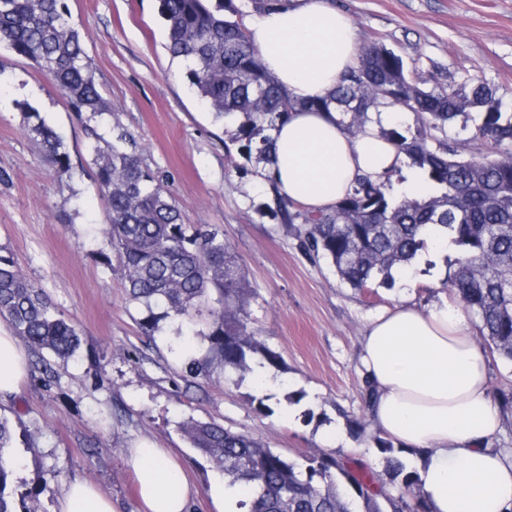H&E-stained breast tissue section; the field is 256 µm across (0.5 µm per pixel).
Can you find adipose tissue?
Masks as SVG:
<instances>
[{"instance_id":"ef3b65f1","label":"adipose tissue","mask_w":512,"mask_h":512,"mask_svg":"<svg viewBox=\"0 0 512 512\" xmlns=\"http://www.w3.org/2000/svg\"><path fill=\"white\" fill-rule=\"evenodd\" d=\"M246 27L266 69L299 101L335 89L357 62L356 29L334 0H285ZM400 119L389 109L371 112L353 136L339 112H291L271 133L261 174L307 210L331 211L358 177L380 183L403 167L404 154L381 135ZM359 359L374 392L373 427L413 454L432 512H512V453L493 446L501 409L462 306L401 300L370 320ZM27 374L16 336L0 324V396L18 393ZM129 464L145 512H188L194 490L164 449L138 445Z\"/></svg>"}]
</instances>
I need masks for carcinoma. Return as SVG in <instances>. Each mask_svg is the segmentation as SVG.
<instances>
[{
  "mask_svg": "<svg viewBox=\"0 0 512 512\" xmlns=\"http://www.w3.org/2000/svg\"><path fill=\"white\" fill-rule=\"evenodd\" d=\"M166 49L174 59H189L187 78L210 108L212 121L224 127L241 158L270 162L266 131L295 109L287 91L263 65L249 40L243 4L236 0H159ZM51 76L70 109L111 111L84 62L83 35L68 17L66 0H0V44ZM469 109L482 114L476 136L495 156L460 157L447 145V128ZM493 88L469 76L454 88H427L410 78L402 58L372 43L362 47L356 66L336 89L306 103L309 110L331 106L348 118L350 134L360 133L369 112L397 107L413 114L401 131L382 130L422 175L434 193L426 198H396L386 185L367 177L328 213H312L282 197L267 180L273 216L297 232L309 254L327 259L340 280L355 289L392 279L391 269L408 263L426 245L429 227L439 225L457 247L442 287L462 304L489 350L512 363V115L492 107ZM23 131L49 157L61 175L70 173L63 139L29 105ZM95 141L92 164L106 202V234L130 297L147 310L151 330L175 313L188 316L215 298L206 354L188 363L206 376L212 365L250 370L248 359L261 355L276 366L280 356L255 338L245 310L247 281L229 242L204 224H186L159 175L144 163L139 145L119 126L112 140L90 130ZM105 146H100V143ZM0 318L35 354L65 360L78 349L76 326L50 304L25 277L14 259L0 255ZM192 447L205 454L229 486L247 493L239 508L248 512H429L415 474L398 450L376 438L385 455L391 484L412 489L410 497L389 492L374 474L356 476L335 457L321 453L301 467L245 433L215 422L183 424ZM13 433L0 418V512H17L21 496L11 482Z\"/></svg>",
  "mask_w": 512,
  "mask_h": 512,
  "instance_id": "1",
  "label": "carcinoma"
}]
</instances>
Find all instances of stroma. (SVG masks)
Here are the masks:
<instances>
[{
  "instance_id": "1",
  "label": "stroma",
  "mask_w": 512,
  "mask_h": 512,
  "mask_svg": "<svg viewBox=\"0 0 512 512\" xmlns=\"http://www.w3.org/2000/svg\"><path fill=\"white\" fill-rule=\"evenodd\" d=\"M67 3L109 112L76 118L44 71L0 46V254L14 258L81 336L76 354L50 368L28 356L19 393L0 399L21 459L12 477L26 495L18 512L32 505L60 512L75 481L96 485L115 512H139L128 456L144 439L165 448L195 488L190 512H216L206 489L218 473L181 430L191 418L247 433L302 466L321 451L319 432L336 427L344 445L331 456L383 476L361 399L359 340L369 319L401 296L430 306L447 290L432 287L428 266L414 269L419 286L406 294L393 285L344 284L264 210L266 184L230 162L227 135L190 88L183 62L166 50L157 0ZM335 3L360 45L394 51L415 81L430 88L480 77L512 114V0ZM22 101L63 137L72 178L60 177L24 134ZM116 124L145 146L185 223L209 225L230 242L246 272L256 338L281 357L267 370L273 390L260 389L249 371L190 374L189 359L208 348V316H173L145 335V309L130 300L118 263L104 260L112 247L90 166L87 126L108 134Z\"/></svg>"
}]
</instances>
